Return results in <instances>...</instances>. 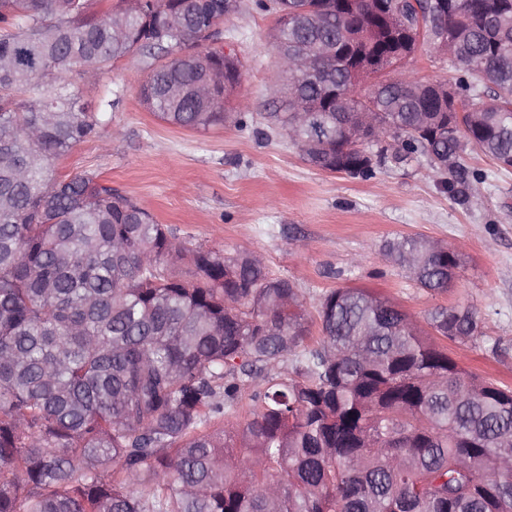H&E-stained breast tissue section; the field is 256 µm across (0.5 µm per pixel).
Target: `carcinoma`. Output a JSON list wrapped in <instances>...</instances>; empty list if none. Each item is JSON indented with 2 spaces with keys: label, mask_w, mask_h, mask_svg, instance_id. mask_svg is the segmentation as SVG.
<instances>
[{
  "label": "carcinoma",
  "mask_w": 512,
  "mask_h": 512,
  "mask_svg": "<svg viewBox=\"0 0 512 512\" xmlns=\"http://www.w3.org/2000/svg\"><path fill=\"white\" fill-rule=\"evenodd\" d=\"M225 2L0 0V512H512V388L435 340L480 336L473 310L438 307L424 328L371 290L336 288L310 344L298 288L261 258L189 249L98 176L57 175L100 125L73 70L137 55L158 118L224 125L239 68L222 49L193 65L176 54L204 45ZM499 2L438 19L467 80L401 76L363 93L320 51L360 57L369 78L419 48L414 17L288 0L325 20L286 16L271 34L310 58L288 77L302 120L274 123L322 171L367 178L420 154L464 194L466 149L512 167V11ZM383 256L434 292L460 264L421 236ZM247 379L251 418L202 431Z\"/></svg>",
  "instance_id": "carcinoma-1"
}]
</instances>
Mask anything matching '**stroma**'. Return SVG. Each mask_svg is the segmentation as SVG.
Masks as SVG:
<instances>
[{
	"label": "stroma",
	"instance_id": "35a3bbf8",
	"mask_svg": "<svg viewBox=\"0 0 512 512\" xmlns=\"http://www.w3.org/2000/svg\"><path fill=\"white\" fill-rule=\"evenodd\" d=\"M275 25L258 0H240L215 43L241 62L240 84L224 104L242 114L241 128L198 132L158 119L140 100L148 72L136 57L118 60L93 79L69 73L89 107L116 93L121 101L103 117L95 140L57 161V173H93L111 182L187 247L260 256L271 275L295 283L314 332L317 304L336 288L376 291L420 322L440 305L471 308L482 335L447 342L449 354L470 372L512 385V169H497L467 151L466 165L487 181L462 197L444 189L423 157L370 178L310 166L283 131L267 128V113L280 109L272 93ZM399 72L432 81L464 75L449 68L447 55L428 48ZM408 235L459 248L461 264L446 292L418 288L383 257L384 243Z\"/></svg>",
	"mask_w": 512,
	"mask_h": 512
}]
</instances>
